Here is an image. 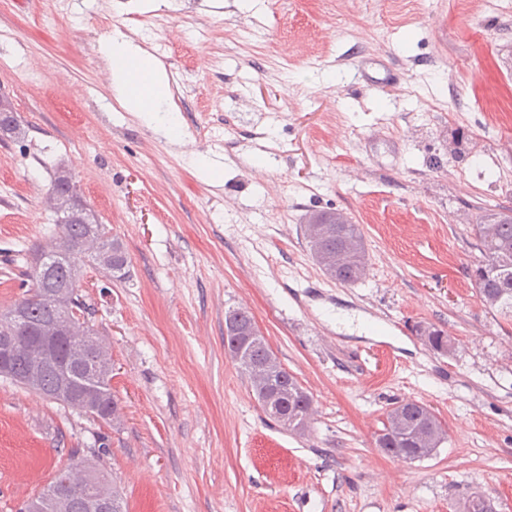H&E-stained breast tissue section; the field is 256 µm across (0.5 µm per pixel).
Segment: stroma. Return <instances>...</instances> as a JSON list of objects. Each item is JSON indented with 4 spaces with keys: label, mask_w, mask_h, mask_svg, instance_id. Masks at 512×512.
<instances>
[{
    "label": "stroma",
    "mask_w": 512,
    "mask_h": 512,
    "mask_svg": "<svg viewBox=\"0 0 512 512\" xmlns=\"http://www.w3.org/2000/svg\"><path fill=\"white\" fill-rule=\"evenodd\" d=\"M0 0V306L56 230L55 172L119 237L116 281L79 286L113 364L99 422L0 377V512L96 461L127 512H512V319L470 276L473 224L512 209V11L482 0ZM120 31L164 69L179 136L117 101L98 44ZM359 224L344 285L304 238ZM249 308L313 398L309 432L264 414L224 348ZM375 326L337 328L336 312ZM446 330L448 354L416 325ZM430 406L429 458L375 439L396 401ZM305 224V238L310 255L330 278L344 284L363 279L368 270V254L359 224L335 211L312 213ZM332 257L333 268L322 259Z\"/></svg>",
    "instance_id": "obj_1"
}]
</instances>
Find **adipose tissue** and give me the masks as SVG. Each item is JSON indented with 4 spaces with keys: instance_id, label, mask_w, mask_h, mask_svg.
<instances>
[{
    "instance_id": "adipose-tissue-1",
    "label": "adipose tissue",
    "mask_w": 512,
    "mask_h": 512,
    "mask_svg": "<svg viewBox=\"0 0 512 512\" xmlns=\"http://www.w3.org/2000/svg\"><path fill=\"white\" fill-rule=\"evenodd\" d=\"M101 49L112 66L123 107L141 113L145 120H158L161 105L169 97V87L150 56L119 36L104 40Z\"/></svg>"
}]
</instances>
